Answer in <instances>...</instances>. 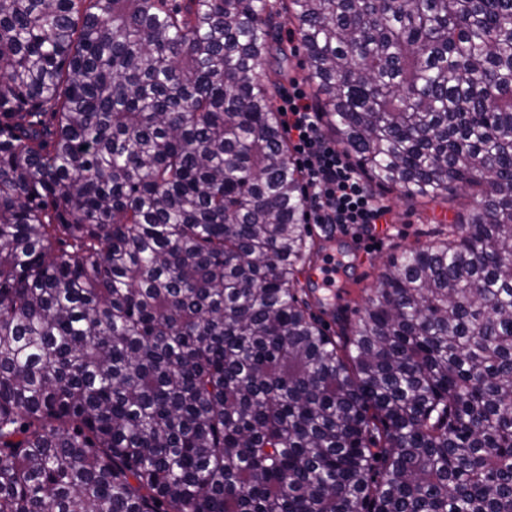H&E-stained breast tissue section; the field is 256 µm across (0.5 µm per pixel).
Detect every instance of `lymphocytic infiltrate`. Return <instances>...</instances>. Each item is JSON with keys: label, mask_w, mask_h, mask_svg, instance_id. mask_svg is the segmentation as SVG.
<instances>
[{"label": "lymphocytic infiltrate", "mask_w": 512, "mask_h": 512, "mask_svg": "<svg viewBox=\"0 0 512 512\" xmlns=\"http://www.w3.org/2000/svg\"><path fill=\"white\" fill-rule=\"evenodd\" d=\"M277 110L303 174L309 223L358 237L389 223V208L368 190L349 156L325 134L323 114L299 82L283 91Z\"/></svg>", "instance_id": "obj_1"}]
</instances>
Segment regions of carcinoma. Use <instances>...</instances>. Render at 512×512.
I'll list each match as a JSON object with an SVG mask.
<instances>
[{
  "mask_svg": "<svg viewBox=\"0 0 512 512\" xmlns=\"http://www.w3.org/2000/svg\"><path fill=\"white\" fill-rule=\"evenodd\" d=\"M279 19L371 184L466 201L335 336ZM0 512H512V0H0Z\"/></svg>",
  "mask_w": 512,
  "mask_h": 512,
  "instance_id": "1",
  "label": "carcinoma"
}]
</instances>
